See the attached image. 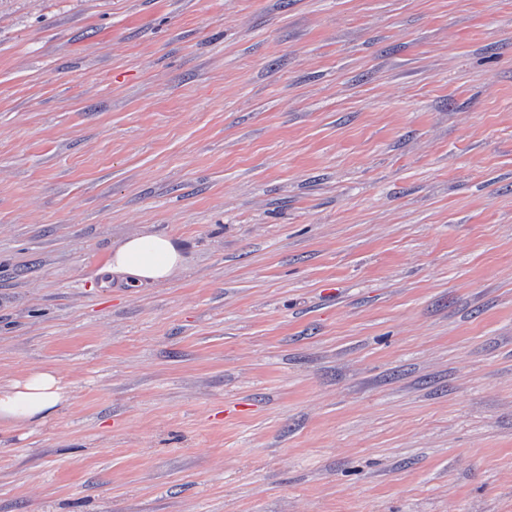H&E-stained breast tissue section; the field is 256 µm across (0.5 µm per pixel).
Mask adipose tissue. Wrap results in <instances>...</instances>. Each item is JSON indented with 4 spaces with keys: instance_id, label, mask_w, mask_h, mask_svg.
<instances>
[{
    "instance_id": "adipose-tissue-1",
    "label": "adipose tissue",
    "mask_w": 512,
    "mask_h": 512,
    "mask_svg": "<svg viewBox=\"0 0 512 512\" xmlns=\"http://www.w3.org/2000/svg\"><path fill=\"white\" fill-rule=\"evenodd\" d=\"M182 263V252L169 237L135 233L116 248L110 266L113 273L127 276L137 286L166 282ZM68 400L54 371L34 372L0 388V422L16 426L38 422Z\"/></svg>"
}]
</instances>
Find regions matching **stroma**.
I'll list each match as a JSON object with an SVG mask.
<instances>
[{
	"instance_id": "stroma-1",
	"label": "stroma",
	"mask_w": 512,
	"mask_h": 512,
	"mask_svg": "<svg viewBox=\"0 0 512 512\" xmlns=\"http://www.w3.org/2000/svg\"><path fill=\"white\" fill-rule=\"evenodd\" d=\"M184 263L131 287V233ZM0 512H512V0H0ZM69 400L53 370H42L0 388V422L27 425L44 420Z\"/></svg>"
}]
</instances>
